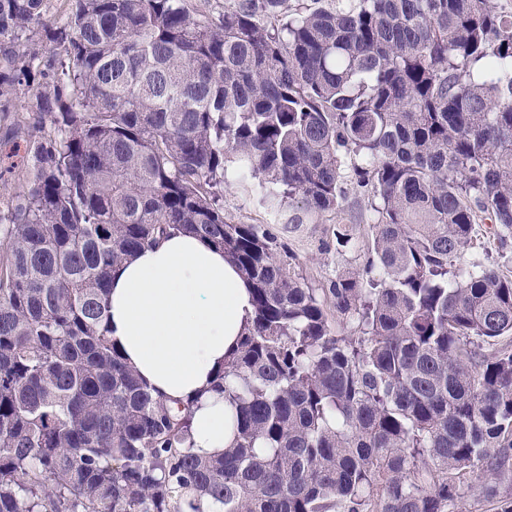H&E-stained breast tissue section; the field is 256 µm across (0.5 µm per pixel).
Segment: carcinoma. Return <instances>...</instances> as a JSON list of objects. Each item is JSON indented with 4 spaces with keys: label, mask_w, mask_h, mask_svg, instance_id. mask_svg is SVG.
Returning a JSON list of instances; mask_svg holds the SVG:
<instances>
[{
    "label": "carcinoma",
    "mask_w": 512,
    "mask_h": 512,
    "mask_svg": "<svg viewBox=\"0 0 512 512\" xmlns=\"http://www.w3.org/2000/svg\"><path fill=\"white\" fill-rule=\"evenodd\" d=\"M44 2L0 0V119L33 90L0 209V512H448L464 474L512 461V276L460 263L477 224L512 239V11L70 0L57 22ZM348 157L377 220L326 287L226 220L230 184L295 227L337 213ZM175 230L253 289L213 382L235 403L218 457L108 336L112 272ZM23 148L16 153L12 160L0 158V194L13 190L17 187L19 178L26 177ZM11 162L14 168H10Z\"/></svg>",
    "instance_id": "obj_1"
}]
</instances>
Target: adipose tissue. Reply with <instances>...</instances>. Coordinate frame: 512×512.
Here are the masks:
<instances>
[{"label":"adipose tissue","instance_id":"adipose-tissue-1","mask_svg":"<svg viewBox=\"0 0 512 512\" xmlns=\"http://www.w3.org/2000/svg\"><path fill=\"white\" fill-rule=\"evenodd\" d=\"M106 304L108 335L141 382L191 402L194 452L213 457L231 447L234 408L212 382L254 317L236 266L206 239L172 234L113 273Z\"/></svg>","mask_w":512,"mask_h":512}]
</instances>
